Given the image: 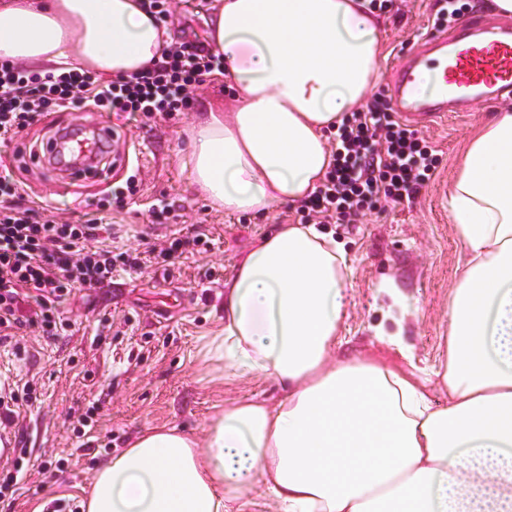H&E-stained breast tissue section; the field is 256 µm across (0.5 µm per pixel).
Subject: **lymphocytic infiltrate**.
Masks as SVG:
<instances>
[{"label": "lymphocytic infiltrate", "mask_w": 512, "mask_h": 512, "mask_svg": "<svg viewBox=\"0 0 512 512\" xmlns=\"http://www.w3.org/2000/svg\"><path fill=\"white\" fill-rule=\"evenodd\" d=\"M224 73L222 55L201 40L174 38L152 66L129 77L102 82L91 72L68 70L41 75L0 62V143L58 112L90 111L137 115L143 122L174 120L190 111L205 83ZM334 163L323 183L299 210L303 224H348L353 216L384 204L411 200L431 180L439 154L415 128L403 123L389 100L374 97L345 113L331 141ZM136 176L113 188L111 202H98L81 221L59 223L25 202L11 166L0 165V344L26 351L19 335L32 331L45 339L71 323L62 310L79 288H95L115 271H137V251L104 244L106 205L123 207L137 192ZM34 305L32 316L21 313Z\"/></svg>", "instance_id": "obj_1"}]
</instances>
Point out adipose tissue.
<instances>
[{"label": "adipose tissue", "instance_id": "obj_1", "mask_svg": "<svg viewBox=\"0 0 512 512\" xmlns=\"http://www.w3.org/2000/svg\"><path fill=\"white\" fill-rule=\"evenodd\" d=\"M383 28L366 0H218L207 41L235 97L192 131L193 183L228 213L306 199L333 163L327 131L380 78ZM161 44L141 0H0V60L107 81ZM448 210L469 259L434 372L447 405L370 358L332 363L345 251L282 224L239 259L208 350L283 396L237 401L202 442L143 431L101 466L86 512H247L259 491L279 512H512V109L472 138Z\"/></svg>", "mask_w": 512, "mask_h": 512}]
</instances>
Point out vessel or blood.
Returning a JSON list of instances; mask_svg holds the SVG:
<instances>
[{
	"label": "vessel or blood",
	"instance_id": "b4317fda",
	"mask_svg": "<svg viewBox=\"0 0 512 512\" xmlns=\"http://www.w3.org/2000/svg\"><path fill=\"white\" fill-rule=\"evenodd\" d=\"M433 78L434 91H418L422 72ZM512 94V25L462 19L448 37L428 38L426 49L399 60L391 69L389 101L398 116L411 126L448 119L473 106ZM96 135L78 134L55 143L73 163L70 173L85 177L94 173L92 163L111 139L110 129L97 125Z\"/></svg>",
	"mask_w": 512,
	"mask_h": 512
}]
</instances>
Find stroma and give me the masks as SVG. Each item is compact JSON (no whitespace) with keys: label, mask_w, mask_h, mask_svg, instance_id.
<instances>
[{"label":"stroma","mask_w":512,"mask_h":512,"mask_svg":"<svg viewBox=\"0 0 512 512\" xmlns=\"http://www.w3.org/2000/svg\"><path fill=\"white\" fill-rule=\"evenodd\" d=\"M208 5L209 0H184L169 33L204 38ZM436 7L437 0H407L403 13H385L382 72L417 50ZM231 97L215 83L200 90L192 111L176 121L152 129L136 116L122 120L115 155L129 162L95 179L75 180L30 156H17V149L43 137L41 126L19 144L0 145V161L16 165L26 200L47 207L49 214L78 221L88 204L103 198L113 181L126 180L136 166L140 192L124 209L103 213L120 244L142 252L172 235L192 237L199 226L213 243L208 252L188 249L173 263L152 262L138 273L121 270L105 287L74 291L62 306L71 322L67 334L34 345L28 355L0 346V380L29 382L36 390L33 405L21 408L17 426L43 464L27 473L12 512H45L57 498L69 500L76 512L100 464L147 427L173 425L201 436L212 416L233 401L273 404L282 397L281 387L263 374L225 377L222 364L207 353L209 336L224 325V285L239 257L295 212L286 204L264 215L228 214L194 186L188 130L207 104ZM497 110V104L483 103L463 116L422 124L441 161L417 196L353 223L330 225L348 265L338 355L360 353L420 375L436 365L448 334L450 290L467 259L448 213V191L476 129ZM162 199L180 204L181 215L149 226L148 211ZM387 278L407 297L402 314L403 340L411 348L407 357L372 331L381 319L378 286ZM91 408L97 411L94 425L77 431L78 416Z\"/></svg>","instance_id":"obj_1"}]
</instances>
